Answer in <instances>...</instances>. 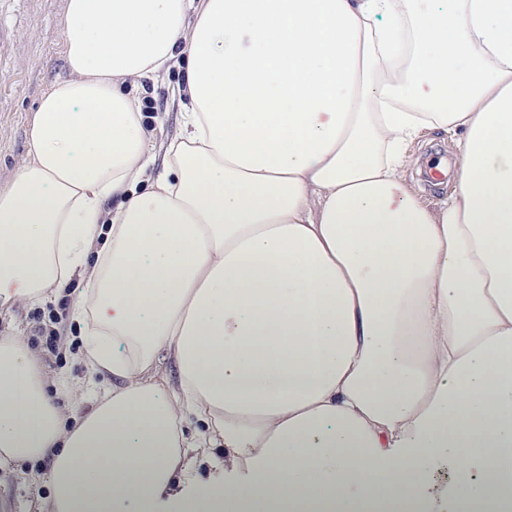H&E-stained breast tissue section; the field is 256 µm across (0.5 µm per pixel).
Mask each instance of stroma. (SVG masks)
I'll return each instance as SVG.
<instances>
[{
    "instance_id": "35a3bbf8",
    "label": "stroma",
    "mask_w": 512,
    "mask_h": 512,
    "mask_svg": "<svg viewBox=\"0 0 512 512\" xmlns=\"http://www.w3.org/2000/svg\"><path fill=\"white\" fill-rule=\"evenodd\" d=\"M66 0H0V188L18 172L30 149V127L40 100L68 75L64 55L63 17ZM179 69L145 81L142 111L155 144L175 138L181 115L174 89ZM75 295L47 294L41 301L0 310V336L24 337L39 359L51 389L62 380L90 381L76 406L86 413L112 388V379L94 374L81 349L80 327L70 310ZM55 326L57 353H50L41 330ZM48 459L24 461L0 469V512H38L49 494Z\"/></svg>"
}]
</instances>
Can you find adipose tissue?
Instances as JSON below:
<instances>
[{"label":"adipose tissue","mask_w":512,"mask_h":512,"mask_svg":"<svg viewBox=\"0 0 512 512\" xmlns=\"http://www.w3.org/2000/svg\"><path fill=\"white\" fill-rule=\"evenodd\" d=\"M63 38L0 308L76 289L112 391L69 416L0 336V466L50 456L40 512H512V0H66ZM175 67L158 146L138 94ZM427 131L460 156L432 205Z\"/></svg>","instance_id":"obj_1"}]
</instances>
